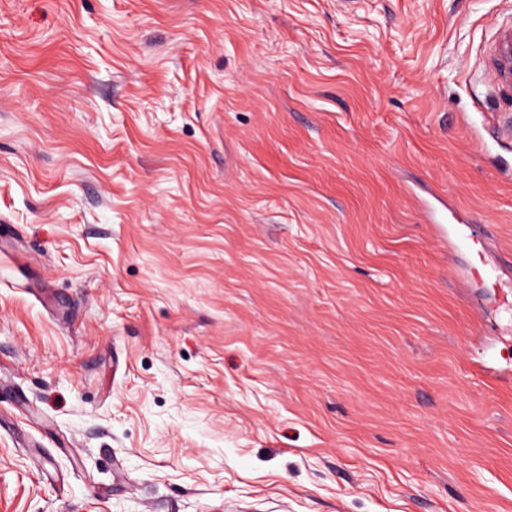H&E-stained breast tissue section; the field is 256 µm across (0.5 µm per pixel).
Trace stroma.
<instances>
[{"label":"stroma","instance_id":"35a3bbf8","mask_svg":"<svg viewBox=\"0 0 512 512\" xmlns=\"http://www.w3.org/2000/svg\"><path fill=\"white\" fill-rule=\"evenodd\" d=\"M512 0H0V512H512ZM492 81L495 85L509 82L512 79V39L506 30L501 37L495 55V64L492 71Z\"/></svg>","mask_w":512,"mask_h":512}]
</instances>
